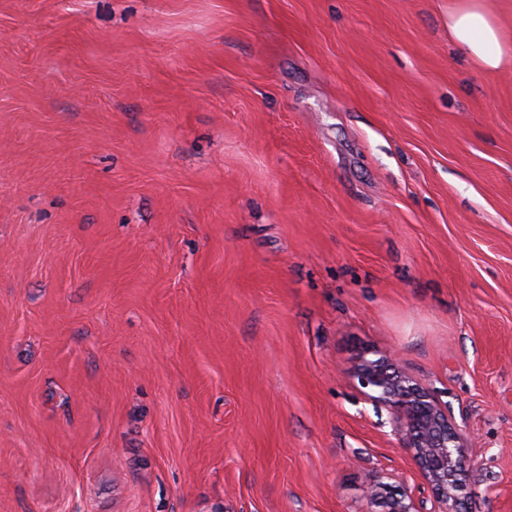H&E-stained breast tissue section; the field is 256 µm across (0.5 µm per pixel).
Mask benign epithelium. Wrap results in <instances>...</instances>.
I'll return each instance as SVG.
<instances>
[{
	"label": "benign epithelium",
	"mask_w": 512,
	"mask_h": 512,
	"mask_svg": "<svg viewBox=\"0 0 512 512\" xmlns=\"http://www.w3.org/2000/svg\"><path fill=\"white\" fill-rule=\"evenodd\" d=\"M354 380L367 399L390 411L401 445L410 452L429 491L426 501L375 480L367 490L370 503L381 507L379 512H470L465 493L470 441L448 407L383 358L360 356Z\"/></svg>",
	"instance_id": "obj_1"
}]
</instances>
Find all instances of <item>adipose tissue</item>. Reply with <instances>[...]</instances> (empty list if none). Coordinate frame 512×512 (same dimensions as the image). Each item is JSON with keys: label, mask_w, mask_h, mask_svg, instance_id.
Segmentation results:
<instances>
[{"label": "adipose tissue", "mask_w": 512, "mask_h": 512, "mask_svg": "<svg viewBox=\"0 0 512 512\" xmlns=\"http://www.w3.org/2000/svg\"><path fill=\"white\" fill-rule=\"evenodd\" d=\"M448 33L481 70L490 72L512 64V41L503 32L498 15L487 0H452Z\"/></svg>", "instance_id": "1"}]
</instances>
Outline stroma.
Instances as JSON below:
<instances>
[{"label":"stroma","instance_id":"stroma-1","mask_svg":"<svg viewBox=\"0 0 512 512\" xmlns=\"http://www.w3.org/2000/svg\"><path fill=\"white\" fill-rule=\"evenodd\" d=\"M512 512V66L448 0H0V512H369L362 351ZM448 33L455 44L483 71H498L512 64L508 41L498 15L487 0H451Z\"/></svg>","mask_w":512,"mask_h":512}]
</instances>
